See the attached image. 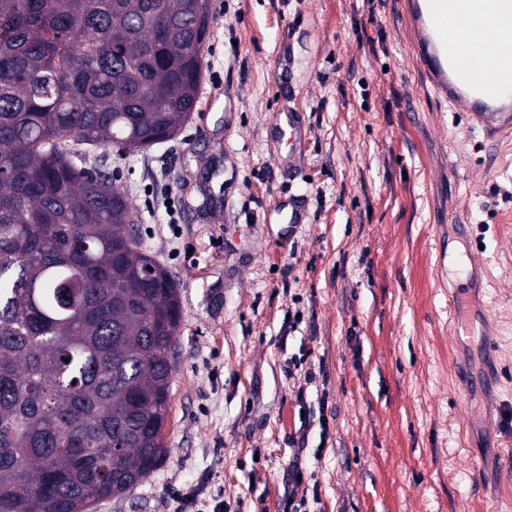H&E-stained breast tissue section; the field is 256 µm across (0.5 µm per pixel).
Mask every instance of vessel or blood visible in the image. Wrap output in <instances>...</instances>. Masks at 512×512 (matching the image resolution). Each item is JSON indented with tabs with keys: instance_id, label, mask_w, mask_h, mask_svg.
<instances>
[{
	"instance_id": "1",
	"label": "vessel or blood",
	"mask_w": 512,
	"mask_h": 512,
	"mask_svg": "<svg viewBox=\"0 0 512 512\" xmlns=\"http://www.w3.org/2000/svg\"><path fill=\"white\" fill-rule=\"evenodd\" d=\"M421 71L449 107L465 113L486 138L512 132V50L489 73L473 65L468 47L502 42L479 23L493 11L512 20V0H399Z\"/></svg>"
}]
</instances>
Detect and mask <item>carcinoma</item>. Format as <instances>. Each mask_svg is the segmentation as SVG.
<instances>
[{
  "mask_svg": "<svg viewBox=\"0 0 512 512\" xmlns=\"http://www.w3.org/2000/svg\"><path fill=\"white\" fill-rule=\"evenodd\" d=\"M209 0H0V512H91L167 458L180 286L81 146L196 110Z\"/></svg>",
  "mask_w": 512,
  "mask_h": 512,
  "instance_id": "1",
  "label": "carcinoma"
}]
</instances>
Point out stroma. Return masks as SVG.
<instances>
[{
  "mask_svg": "<svg viewBox=\"0 0 512 512\" xmlns=\"http://www.w3.org/2000/svg\"><path fill=\"white\" fill-rule=\"evenodd\" d=\"M210 15L179 134L87 159L183 311L169 457L95 512H174L179 492L189 512H277L295 460L319 512H512V137L449 111L394 0ZM288 110L298 149L274 130ZM288 198L302 223H266Z\"/></svg>",
  "mask_w": 512,
  "mask_h": 512,
  "instance_id": "stroma-1",
  "label": "stroma"
}]
</instances>
